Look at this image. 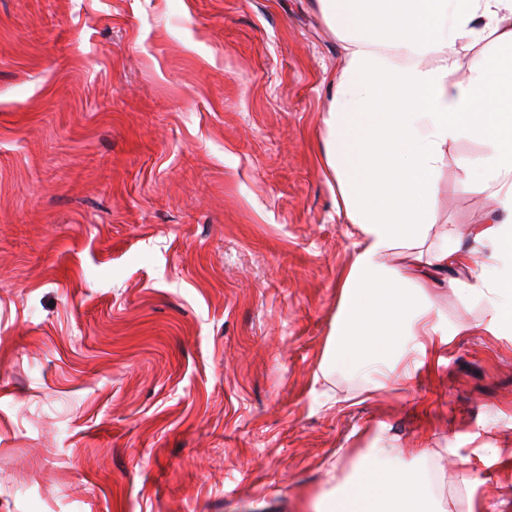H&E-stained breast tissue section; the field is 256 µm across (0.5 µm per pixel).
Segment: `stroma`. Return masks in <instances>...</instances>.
<instances>
[{"mask_svg":"<svg viewBox=\"0 0 512 512\" xmlns=\"http://www.w3.org/2000/svg\"><path fill=\"white\" fill-rule=\"evenodd\" d=\"M313 0H0V512H313L374 440L512 512V335L322 373L355 253ZM448 150L431 238L489 212ZM482 482L467 491L456 456Z\"/></svg>","mask_w":512,"mask_h":512,"instance_id":"35a3bbf8","label":"stroma"}]
</instances>
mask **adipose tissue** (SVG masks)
<instances>
[{
  "label": "adipose tissue",
  "instance_id": "1",
  "mask_svg": "<svg viewBox=\"0 0 512 512\" xmlns=\"http://www.w3.org/2000/svg\"><path fill=\"white\" fill-rule=\"evenodd\" d=\"M368 2L316 0L342 47L322 160L356 239L324 362L399 380L424 366L431 341L452 334L426 293L440 282L457 288L465 307H483L484 331L512 335V0H385L381 14ZM465 49L473 52L470 76L459 81ZM464 139L484 147L462 166L494 206L470 243L449 231L433 245L448 149ZM392 197L408 207L407 223L389 220L384 203ZM481 249L493 262L472 267ZM393 252L401 267L386 265ZM382 286L415 298L387 317L375 310ZM395 453L370 448L359 475L320 512H407L415 500L439 512L421 472L396 477Z\"/></svg>",
  "mask_w": 512,
  "mask_h": 512
}]
</instances>
